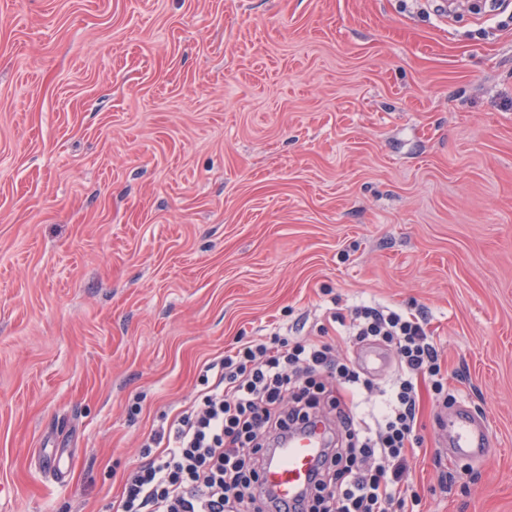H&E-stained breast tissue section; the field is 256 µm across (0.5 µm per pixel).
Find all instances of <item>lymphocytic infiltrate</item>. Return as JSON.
Returning <instances> with one entry per match:
<instances>
[{
    "mask_svg": "<svg viewBox=\"0 0 512 512\" xmlns=\"http://www.w3.org/2000/svg\"><path fill=\"white\" fill-rule=\"evenodd\" d=\"M424 312L368 304L348 325L351 342H377L396 363L389 390L336 352L332 341L238 337L208 363L193 404L153 430L113 512H281L261 489L273 446L330 417L341 445L324 449L297 512H414L401 489L422 438L418 382L442 388L441 353ZM327 395L328 413L317 412Z\"/></svg>",
    "mask_w": 512,
    "mask_h": 512,
    "instance_id": "1",
    "label": "lymphocytic infiltrate"
}]
</instances>
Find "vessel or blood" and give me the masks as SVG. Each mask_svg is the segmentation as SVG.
I'll list each match as a JSON object with an SVG mask.
<instances>
[{"label":"vessel or blood","instance_id":"1","mask_svg":"<svg viewBox=\"0 0 512 512\" xmlns=\"http://www.w3.org/2000/svg\"><path fill=\"white\" fill-rule=\"evenodd\" d=\"M443 447L459 456L483 459L491 446V434L487 426L472 420L465 414L451 415L442 434ZM322 455L319 433H306L284 440L274 449L263 471V483L270 487L280 504L288 506L311 483Z\"/></svg>","mask_w":512,"mask_h":512}]
</instances>
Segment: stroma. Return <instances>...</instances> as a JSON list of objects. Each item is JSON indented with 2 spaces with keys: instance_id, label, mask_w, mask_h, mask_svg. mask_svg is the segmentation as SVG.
I'll use <instances>...</instances> for the list:
<instances>
[{
  "instance_id": "35a3bbf8",
  "label": "stroma",
  "mask_w": 512,
  "mask_h": 512,
  "mask_svg": "<svg viewBox=\"0 0 512 512\" xmlns=\"http://www.w3.org/2000/svg\"><path fill=\"white\" fill-rule=\"evenodd\" d=\"M438 2L0 0V512H110L205 361L364 302L442 350L417 512H512V16ZM491 441L489 428L466 414H453L446 419L442 446L456 455L481 460L488 454Z\"/></svg>"
}]
</instances>
